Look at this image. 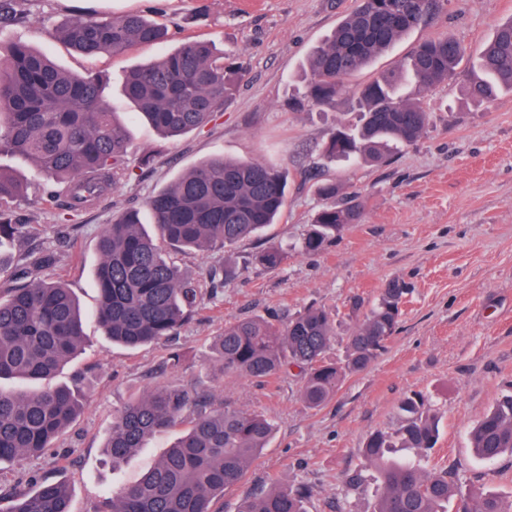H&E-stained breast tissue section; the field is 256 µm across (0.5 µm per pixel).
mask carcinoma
Returning a JSON list of instances; mask_svg holds the SVG:
<instances>
[{
  "label": "carcinoma",
  "instance_id": "1",
  "mask_svg": "<svg viewBox=\"0 0 512 512\" xmlns=\"http://www.w3.org/2000/svg\"><path fill=\"white\" fill-rule=\"evenodd\" d=\"M448 0H359L333 33L308 57L306 96L323 106L346 90L345 81L372 64L398 41L439 15ZM53 36L83 56L121 54L160 44L166 32L138 13L118 17L81 14ZM470 77L467 101L486 105L512 92V18L497 25L474 57L450 36L420 41L407 61L378 72L353 92L357 123L332 131L325 152L358 162L382 164L392 144L418 141L429 124L422 95L453 79L461 65ZM238 57L216 54L213 45L187 39L174 51L131 70L122 87L133 116L162 136L177 138L206 126L232 99L244 76ZM105 75L57 67L41 50L22 43L0 47V155L29 161L46 180L63 186L66 207L78 211L100 199L129 175L127 122L105 99ZM288 168L257 160L204 159L173 184L149 196L144 207L155 233L144 228L138 209L105 225L97 243L96 318L112 342L135 348L174 334L191 318L198 284L183 276L165 249L201 253L227 249L262 230L287 206ZM335 181L317 185L324 204L301 242L305 252L349 224H358L363 201L342 197ZM26 186L0 167V381L30 380L27 391L0 387V462L39 456L53 447L82 406V378L54 384L53 378L85 343L81 312L70 289L43 272L57 254L26 248L29 227L11 204ZM284 249L271 244L255 255L267 269L279 268ZM234 274L226 262L203 269L211 293ZM409 289L398 280L383 288L347 339L342 362L326 360L335 340L334 319L321 307L287 322L236 319L211 345L219 374L269 381L296 368L301 398L310 408L330 400L350 376L384 350L403 316ZM403 418L392 431L377 430L363 456L377 474L373 512H448L453 499L462 512H512L492 491L465 488L448 471L423 460L438 440V416L422 395L406 398ZM181 426L183 434L136 482L106 496L97 512H214L224 489L245 482L267 447L273 424L263 415L228 403L196 387H157L130 401L112 420L106 452L112 467L123 464L152 435ZM477 457L494 462L512 454V393L502 396L470 433ZM413 448L415 458L392 455ZM72 491L64 480L35 479L29 491H0L6 512H71ZM304 487L272 482L246 496L237 512H308Z\"/></svg>",
  "mask_w": 512,
  "mask_h": 512
}]
</instances>
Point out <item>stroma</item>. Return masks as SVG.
<instances>
[{
	"label": "stroma",
	"mask_w": 512,
	"mask_h": 512,
	"mask_svg": "<svg viewBox=\"0 0 512 512\" xmlns=\"http://www.w3.org/2000/svg\"><path fill=\"white\" fill-rule=\"evenodd\" d=\"M17 3L23 18L0 26V41L44 50L70 71L106 73L105 95L118 112L128 109L121 94L127 71L188 38L240 55L248 72L234 99L203 129L167 141L148 124H130L131 176L89 210L74 215L62 210L48 201L43 178L27 161L0 157L1 167L30 185L17 212L31 225L33 244L60 256L51 277L62 278L87 313V341L56 381L68 384L82 374L88 384L79 416L51 451L0 463V488L26 486L35 477L63 479L72 488V512H96L105 495L138 480L176 436L172 430L153 435L115 469L103 451L113 416L147 390L201 383L218 402L260 413L275 426L245 482L225 489L213 504L215 512H236L246 495L265 489L274 477L307 487L310 512H371L377 482L362 448L373 431L398 427L402 401L416 393L429 397L441 416L438 443L426 466L448 470L462 486L512 500V456L487 463L469 447L470 429L512 392V93L481 107L466 105L461 89L468 76L460 74L426 94L430 122L417 142L393 146L387 163L352 166L323 153L330 132L356 120L350 97L325 106L303 104L302 98L309 53L358 0ZM81 7L106 16L139 12L166 24L170 38L115 56L79 55L47 31L74 18ZM511 17L512 0H449L438 17L347 83L366 84L427 37H454L475 54ZM212 156L286 166L285 212L228 252H168V259L195 279L202 268L226 259L236 264L237 274L218 293L202 287L191 320L177 336L138 349L112 344L93 314L101 230L123 209L143 207L147 197ZM322 179L359 191L363 216L319 252L306 254L298 244L323 204L316 193ZM273 243L287 249L288 257L270 271L253 257ZM394 278L409 288L396 333L384 352L322 407L302 401V380L293 370L267 383L215 374L209 346L225 323L255 315L285 321L312 306L328 309L336 320L327 359H344L350 330ZM174 351L183 355L180 367L164 368ZM355 473L362 481L352 490L345 479Z\"/></svg>",
	"instance_id": "stroma-1"
}]
</instances>
